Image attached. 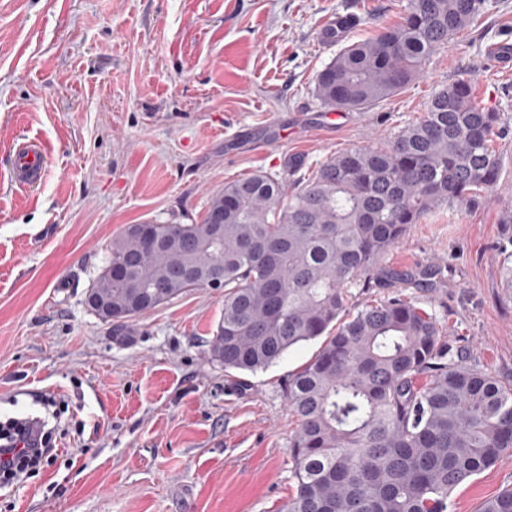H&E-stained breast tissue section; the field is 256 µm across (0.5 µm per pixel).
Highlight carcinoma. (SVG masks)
Returning <instances> with one entry per match:
<instances>
[{"mask_svg": "<svg viewBox=\"0 0 512 512\" xmlns=\"http://www.w3.org/2000/svg\"><path fill=\"white\" fill-rule=\"evenodd\" d=\"M486 11L487 0H408L399 24L339 50L316 96L327 109H369ZM498 121L459 79L421 120L291 184L257 170L215 192L196 222L130 224L112 240V282L99 275L88 292L112 294L118 336L183 293L222 288L210 348L226 371L256 373L324 338L286 385L296 494L280 512H448L452 492L512 448L511 385L460 359L411 299L353 311L350 291L433 287L435 267L380 261L410 225L495 184ZM480 512H512V488Z\"/></svg>", "mask_w": 512, "mask_h": 512, "instance_id": "obj_1", "label": "carcinoma"}]
</instances>
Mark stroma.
I'll list each match as a JSON object with an SVG mask.
<instances>
[{"instance_id": "stroma-1", "label": "stroma", "mask_w": 512, "mask_h": 512, "mask_svg": "<svg viewBox=\"0 0 512 512\" xmlns=\"http://www.w3.org/2000/svg\"><path fill=\"white\" fill-rule=\"evenodd\" d=\"M408 0H0V420L54 398L49 466L0 489V512H278L296 489L297 421L284 388L320 340L229 378L209 344L224 292L199 288L111 333L84 305L126 225L187 224L225 183L288 174L418 121L432 94L472 81L498 112L496 183L475 204L411 225L383 258L436 266L407 289L471 363L512 385V73L487 47L512 40V0H490L423 73L329 129L315 95L338 45L321 30L355 12L358 41L398 24ZM27 138L43 181L13 186ZM512 488V450L454 490L479 512Z\"/></svg>"}]
</instances>
